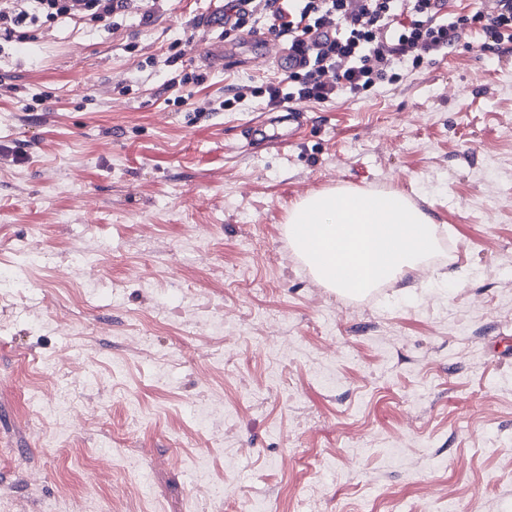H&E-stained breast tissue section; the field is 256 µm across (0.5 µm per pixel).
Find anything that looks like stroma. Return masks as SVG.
I'll use <instances>...</instances> for the list:
<instances>
[{
	"label": "stroma",
	"mask_w": 512,
	"mask_h": 512,
	"mask_svg": "<svg viewBox=\"0 0 512 512\" xmlns=\"http://www.w3.org/2000/svg\"><path fill=\"white\" fill-rule=\"evenodd\" d=\"M223 7L0 39V512H512V58L480 32L251 145L261 99L197 115L169 84L278 76ZM344 185L451 251L324 288L285 221Z\"/></svg>",
	"instance_id": "stroma-1"
}]
</instances>
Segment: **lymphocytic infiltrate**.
I'll use <instances>...</instances> for the list:
<instances>
[{
	"mask_svg": "<svg viewBox=\"0 0 512 512\" xmlns=\"http://www.w3.org/2000/svg\"><path fill=\"white\" fill-rule=\"evenodd\" d=\"M451 0H226L224 23L233 32H268L300 54V68L277 81L227 89L219 107L247 97L266 108L355 99L379 84H397L404 68L472 47L481 26L497 55L512 53V0H481L472 14L450 10ZM138 0H0V33L12 36L41 20H80L91 28L117 26Z\"/></svg>",
	"mask_w": 512,
	"mask_h": 512,
	"instance_id": "lymphocytic-infiltrate-1",
	"label": "lymphocytic infiltrate"
}]
</instances>
